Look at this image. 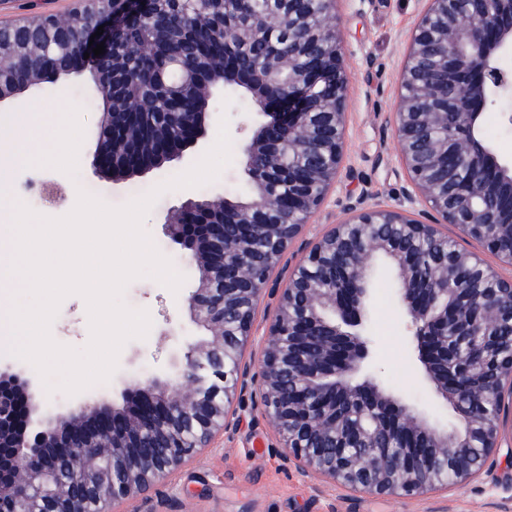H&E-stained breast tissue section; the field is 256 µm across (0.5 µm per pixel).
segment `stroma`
I'll return each instance as SVG.
<instances>
[{
    "instance_id": "35a3bbf8",
    "label": "stroma",
    "mask_w": 512,
    "mask_h": 512,
    "mask_svg": "<svg viewBox=\"0 0 512 512\" xmlns=\"http://www.w3.org/2000/svg\"><path fill=\"white\" fill-rule=\"evenodd\" d=\"M81 0H0V23H18L35 13L66 16L81 10ZM421 9L419 0H339L337 16L349 64L345 162L341 177L299 238L275 270L286 280L311 242L337 223L346 204L367 196L369 202L398 205L404 186L403 165L394 148L391 112L396 100L409 33ZM32 96L63 113L75 103L84 129L83 148H93L99 109L89 70H82L32 89ZM223 90H214L207 115L206 144H213L221 115L229 117L232 161L217 181L198 188L168 191L154 203L143 228L159 251L185 277L179 291H171L151 278L131 281L123 294L132 309L147 311L152 326L147 338L127 342L118 356L111 380L86 389L94 401L122 405L127 383L148 374L165 377L188 338L199 329L190 320L186 300L198 286V272L166 236L165 218L170 210L190 197H244L250 190L241 165L242 148L249 129L260 114L250 102L234 98L223 104ZM188 149L181 160L120 182L96 175L90 164L79 165L76 176L41 166L14 171L9 194L47 217L68 214L77 201L78 189L95 187L107 204L120 207L156 185L193 166L202 156ZM57 179L66 188L67 200L48 207L29 194L32 182ZM394 267L385 258L374 261L370 276L367 311L360 331L372 340L369 372L389 390L441 427L455 423L447 407L425 382L422 367L410 340L408 318L399 302ZM53 339L81 350L91 337L87 308L80 295L65 297L51 326ZM236 425L219 436L210 448L171 478L157 483L130 500L127 512H512V468L494 456L469 483L411 499L356 493L284 465L278 441L263 417L254 396H244L236 407Z\"/></svg>"
}]
</instances>
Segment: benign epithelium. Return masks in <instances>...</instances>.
I'll list each match as a JSON object with an SVG mask.
<instances>
[{"mask_svg": "<svg viewBox=\"0 0 512 512\" xmlns=\"http://www.w3.org/2000/svg\"><path fill=\"white\" fill-rule=\"evenodd\" d=\"M69 17L40 15L36 37L22 23L0 25V101L19 100L54 73L56 55L68 72L93 61V78L105 99L91 166L114 181L150 167L146 150L166 161L206 135L211 91L245 84L254 111L269 120L254 125L242 153L248 198H189L171 210L164 226L199 272L187 308L202 334L184 344L173 379L145 376L128 383L127 405L85 402L66 416L45 415L29 437L22 407L30 379L0 371V512H87V493L103 491L97 512L136 497L189 464L233 427L235 403L247 390L279 441L283 463L372 495L415 497L462 485L490 456L500 453L512 426V346L488 343L512 326V277L483 258L512 267V162L494 157L478 140L488 105L512 123V0L485 10L471 0H423L406 61L424 63L408 81L403 66L392 112L395 150L405 174L409 206L344 207L345 217L311 245L282 287L273 282L283 254L322 205L344 163L348 68L337 27L338 0H321L307 22L293 14L256 15L233 27L226 19L241 0H192L212 34H224V58L267 44L265 65L225 63L203 69L197 26L179 0H86ZM103 27L102 35L95 32ZM328 42L324 59L313 53ZM26 40L28 51L12 47ZM104 43L96 56L89 40ZM130 55L144 64L151 94L126 98L119 64ZM322 117L313 131L312 116ZM448 129L452 137L418 140V125ZM304 161L274 194L285 154ZM48 205L66 201L63 185H43ZM279 216L273 224L264 216ZM453 224L482 252L448 242ZM451 244L427 254L411 243ZM389 259L397 270L400 303L411 339L435 394L462 420L447 431L428 422L403 398L364 373L371 341L347 331L362 324L372 262ZM498 287L473 290L472 264ZM278 296L258 366L245 358L256 313L266 292ZM453 475H448V472Z\"/></svg>", "mask_w": 512, "mask_h": 512, "instance_id": "7a95c632", "label": "benign epithelium"}]
</instances>
